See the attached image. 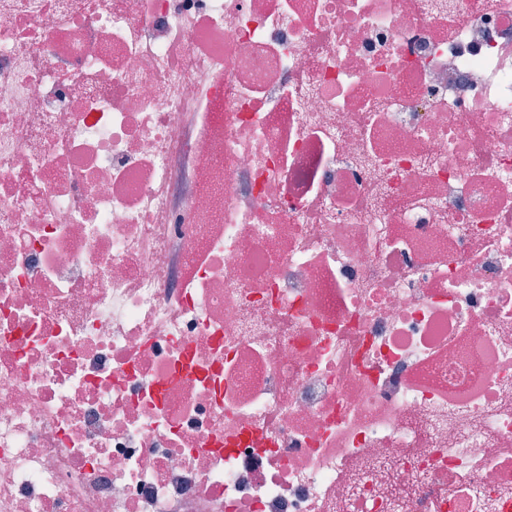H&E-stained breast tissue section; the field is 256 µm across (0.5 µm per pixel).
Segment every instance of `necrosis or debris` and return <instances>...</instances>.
<instances>
[{"label":"necrosis or debris","instance_id":"necrosis-or-debris-1","mask_svg":"<svg viewBox=\"0 0 512 512\" xmlns=\"http://www.w3.org/2000/svg\"><path fill=\"white\" fill-rule=\"evenodd\" d=\"M0 512H512V0H0Z\"/></svg>","mask_w":512,"mask_h":512}]
</instances>
